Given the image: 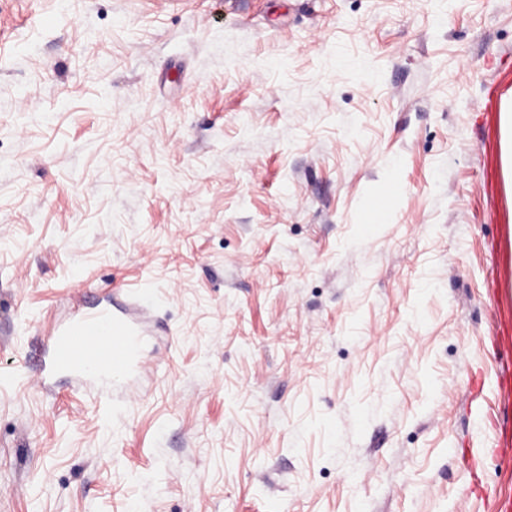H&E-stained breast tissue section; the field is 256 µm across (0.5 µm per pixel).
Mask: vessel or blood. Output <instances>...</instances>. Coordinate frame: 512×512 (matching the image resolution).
I'll list each match as a JSON object with an SVG mask.
<instances>
[{"label":"vessel or blood","mask_w":512,"mask_h":512,"mask_svg":"<svg viewBox=\"0 0 512 512\" xmlns=\"http://www.w3.org/2000/svg\"><path fill=\"white\" fill-rule=\"evenodd\" d=\"M139 333L120 314L106 308L77 311L73 320L50 336L48 368L104 381L119 379L137 362Z\"/></svg>","instance_id":"1"}]
</instances>
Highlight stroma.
Segmentation results:
<instances>
[{
  "label": "stroma",
  "instance_id": "obj_1",
  "mask_svg": "<svg viewBox=\"0 0 512 512\" xmlns=\"http://www.w3.org/2000/svg\"><path fill=\"white\" fill-rule=\"evenodd\" d=\"M491 87L512 0H0V512H507ZM139 333L120 314L106 308L78 310L73 320L49 337L48 368L73 376L112 382L138 364ZM116 358L122 361L113 369Z\"/></svg>",
  "mask_w": 512,
  "mask_h": 512
}]
</instances>
